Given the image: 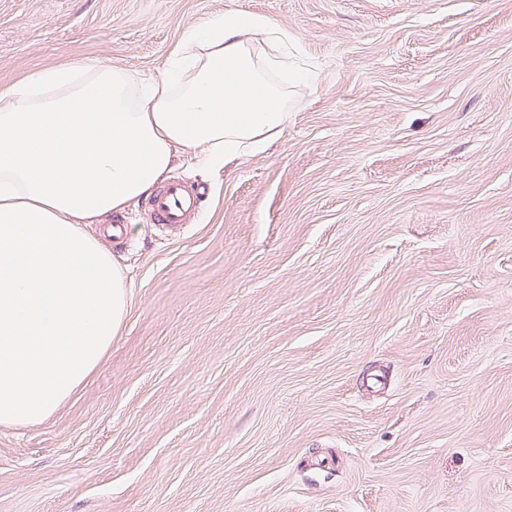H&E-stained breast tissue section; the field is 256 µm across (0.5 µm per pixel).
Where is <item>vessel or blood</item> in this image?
Wrapping results in <instances>:
<instances>
[{
  "label": "vessel or blood",
  "mask_w": 512,
  "mask_h": 512,
  "mask_svg": "<svg viewBox=\"0 0 512 512\" xmlns=\"http://www.w3.org/2000/svg\"><path fill=\"white\" fill-rule=\"evenodd\" d=\"M206 191L199 186L172 179L160 186L148 199L151 221L168 235L182 234L195 221Z\"/></svg>",
  "instance_id": "1"
}]
</instances>
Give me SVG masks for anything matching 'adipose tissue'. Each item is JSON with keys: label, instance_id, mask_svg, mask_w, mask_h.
I'll return each mask as SVG.
<instances>
[{"label": "adipose tissue", "instance_id": "1", "mask_svg": "<svg viewBox=\"0 0 512 512\" xmlns=\"http://www.w3.org/2000/svg\"><path fill=\"white\" fill-rule=\"evenodd\" d=\"M268 18L188 27L160 77L101 63L0 86V425H37L100 366L127 321L120 267L86 224L149 195L177 150L206 164L259 151L309 74L257 39Z\"/></svg>", "mask_w": 512, "mask_h": 512}]
</instances>
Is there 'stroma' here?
<instances>
[{"mask_svg":"<svg viewBox=\"0 0 512 512\" xmlns=\"http://www.w3.org/2000/svg\"><path fill=\"white\" fill-rule=\"evenodd\" d=\"M228 12L312 79L262 152H176L183 236L124 209L125 327L0 426V512H512V0H0V86Z\"/></svg>","mask_w":512,"mask_h":512,"instance_id":"1","label":"stroma"}]
</instances>
